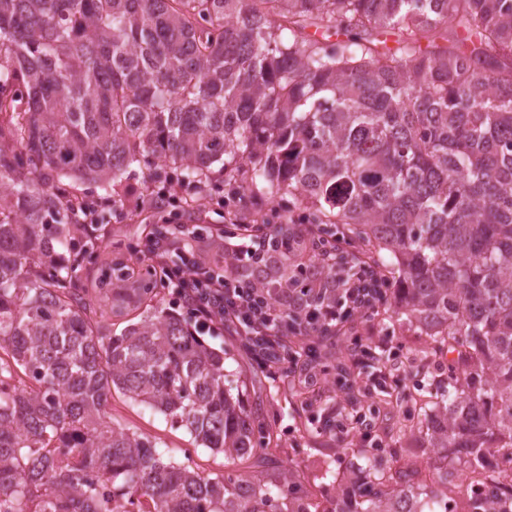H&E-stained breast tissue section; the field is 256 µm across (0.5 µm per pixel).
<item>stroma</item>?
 Here are the masks:
<instances>
[{"instance_id":"obj_1","label":"stroma","mask_w":512,"mask_h":512,"mask_svg":"<svg viewBox=\"0 0 512 512\" xmlns=\"http://www.w3.org/2000/svg\"><path fill=\"white\" fill-rule=\"evenodd\" d=\"M224 190L220 180L211 182L201 193L194 186L184 184L176 197L180 224L209 268L216 261L211 245L214 225H223L228 233L234 230L233 225L224 221ZM160 223V213L129 207L112 223L98 226L93 233L95 252L92 258L81 262L75 281L78 287L84 288L87 302L109 310L113 332H120L126 317L111 311L112 287L105 274L116 260L124 261L136 272L147 268L145 247ZM208 342L227 348L226 371L240 375L250 406L259 409L273 427L272 441L278 444L279 450L277 464L269 468V476H276L281 466L297 469L309 482L313 503L324 506L335 499L353 473L367 469L372 459L385 456L388 445L398 443L411 449L419 465L434 461V454L418 438V421L412 413L435 394L436 383L447 380L448 357L434 354L431 339L398 320L390 305L381 306L369 319L353 317L344 321L343 332L338 336L322 338L314 333L289 337L288 345L292 349L306 345L316 349L315 379L310 384L295 372L292 364L261 367L260 357L247 351L238 337L212 336ZM358 342L384 353L387 359L386 390H373L362 400L363 405L378 410L375 433L384 442L380 448L352 427L325 432L317 422L318 415H333L345 407L343 392L333 384L335 366H344L357 374L359 386L369 385V378L360 373L354 356V345ZM108 412L113 421L156 442L164 457L189 464L201 475L237 469L223 455L193 448L185 430L172 427L162 415L130 403L122 394L112 395Z\"/></svg>"}]
</instances>
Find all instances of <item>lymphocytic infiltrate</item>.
Instances as JSON below:
<instances>
[{
  "instance_id": "obj_1",
  "label": "lymphocytic infiltrate",
  "mask_w": 512,
  "mask_h": 512,
  "mask_svg": "<svg viewBox=\"0 0 512 512\" xmlns=\"http://www.w3.org/2000/svg\"><path fill=\"white\" fill-rule=\"evenodd\" d=\"M156 266L164 287L169 288L172 302L187 308L197 332L210 336L223 335L232 329L234 335L254 340L261 336L274 342L282 336L280 319L290 301L300 300L299 291H289L286 300L257 304L255 294L236 286L224 276L206 270L192 250H172L166 242L154 246ZM383 275L367 280L354 278L346 291L337 294L335 304L319 311L301 306V331L317 328L336 329L339 315L374 313L385 302Z\"/></svg>"
}]
</instances>
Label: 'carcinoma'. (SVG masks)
Returning a JSON list of instances; mask_svg holds the SVG:
<instances>
[{
    "label": "carcinoma",
    "mask_w": 512,
    "mask_h": 512,
    "mask_svg": "<svg viewBox=\"0 0 512 512\" xmlns=\"http://www.w3.org/2000/svg\"><path fill=\"white\" fill-rule=\"evenodd\" d=\"M146 156L197 185L218 164L242 194L288 193L325 248L351 226L390 255L394 313L457 353L432 469L390 448L403 466L375 464L321 512H512V0H0V512H312L294 469L261 472L270 426L226 351L157 305L112 333L55 252L80 241L62 178L111 187ZM306 249L275 225L263 260L226 253L224 275L335 302L352 266ZM155 284L145 270L116 306ZM114 391L246 471L163 460L112 422Z\"/></svg>",
    "instance_id": "1"
}]
</instances>
